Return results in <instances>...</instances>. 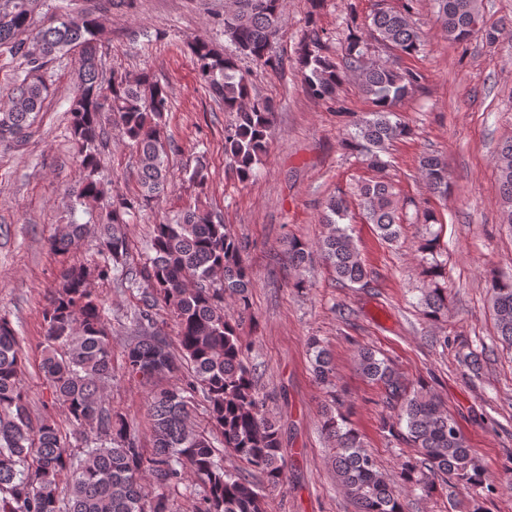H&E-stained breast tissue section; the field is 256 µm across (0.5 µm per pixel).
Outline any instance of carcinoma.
I'll list each match as a JSON object with an SVG mask.
<instances>
[{
	"label": "carcinoma",
	"mask_w": 512,
	"mask_h": 512,
	"mask_svg": "<svg viewBox=\"0 0 512 512\" xmlns=\"http://www.w3.org/2000/svg\"><path fill=\"white\" fill-rule=\"evenodd\" d=\"M38 3L0 0V49L21 65L8 91L9 104L0 110V143L24 146L49 92V65L74 55L78 74L69 112L83 178L72 194L86 220L58 226L52 247L65 255L92 234L98 260L92 268L77 262L67 265L42 314L40 370L52 403L67 412L71 436L61 434L51 416L34 417L23 384L26 358L21 340L11 322L0 316V512H171L170 494L189 477L203 487L193 512H267L264 487L284 485L286 471L280 428L266 413L267 395L240 334V318L249 311L254 288L252 273L241 259L242 244L212 213L190 206L153 225L145 261L130 258L123 225L168 192L173 145L164 136V117L170 94L147 72L136 78L118 71L103 75L100 23L91 12L54 13L40 28L32 27ZM434 4L448 39L461 42L477 32L478 0ZM411 9L413 0H404L399 9L377 0L367 20L351 22L339 64L326 55V35L314 25L306 30L298 51L305 87L316 99H334L343 77L357 74L376 110L356 125L345 144L374 169L385 166L380 152L387 144L410 135L395 119V107L421 87L424 75L387 61H368L366 52L373 39L404 55L418 53L422 36L411 20ZM221 24L239 53L266 67H281L282 61L269 54V45L283 26L282 0H227ZM191 48L205 91L233 116L224 128V154L245 179L266 151L275 106L250 98L233 58L212 43L196 39ZM112 125L139 157L140 192L134 197L111 194L101 177L100 156ZM496 165L508 205L503 222L512 224V139L500 145ZM420 168L430 194L448 195L444 158L426 154ZM358 197L380 239L391 246L397 243L403 219L392 183L366 182L358 188ZM349 218L348 201L330 198L322 216L328 232L314 249L289 238L288 264L303 269L316 252L340 286L366 285L369 272L345 223ZM418 221L438 226L420 245L423 259H431V285L423 290L420 305L429 320L437 321L448 312V288L440 283L442 263L436 260L442 222L428 208ZM92 274L100 281L116 276L137 292L134 335L124 348L123 374L150 387L148 451L127 417L107 402L114 377L111 332L89 287ZM488 288L497 334L512 346V279L493 278ZM162 308L173 317L174 337L158 320ZM307 346L316 380L336 387L331 351L314 336ZM355 358L357 371L382 389V432L410 449L397 485L379 471L343 411L344 402L334 394L321 407L331 464L356 512H407V493L431 495L441 482L468 498L469 512H485L483 500L496 491V481L476 464L438 394L423 383L406 382L389 359L370 348H359ZM173 377L179 384H161ZM199 398L208 419L202 429L192 421ZM74 440L78 445H72ZM226 449L245 463L248 474L224 469L221 457Z\"/></svg>",
	"instance_id": "carcinoma-1"
}]
</instances>
